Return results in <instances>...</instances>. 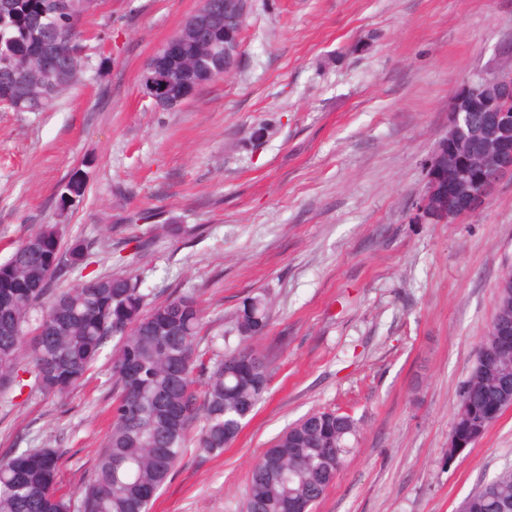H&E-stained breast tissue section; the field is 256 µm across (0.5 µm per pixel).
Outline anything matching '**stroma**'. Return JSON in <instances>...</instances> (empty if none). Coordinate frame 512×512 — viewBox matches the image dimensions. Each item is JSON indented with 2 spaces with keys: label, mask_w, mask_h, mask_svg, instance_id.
I'll return each instance as SVG.
<instances>
[{
  "label": "stroma",
  "mask_w": 512,
  "mask_h": 512,
  "mask_svg": "<svg viewBox=\"0 0 512 512\" xmlns=\"http://www.w3.org/2000/svg\"><path fill=\"white\" fill-rule=\"evenodd\" d=\"M200 0H103L104 70L50 112L0 111V262L41 224L91 243L84 273L127 268L153 300L199 297L206 366L242 345L264 357V400L219 456L188 441L153 512H244L256 459L306 414L360 423L315 512H457L512 466V407L448 458L459 392L512 269V175L456 224L413 221L448 98L512 42V0H251L239 64L159 111L140 75ZM264 147L248 151L254 126ZM85 198L67 213L72 170ZM159 222L127 225L142 209ZM168 224L199 228L169 235ZM131 236L148 239L136 251ZM270 301L241 342L233 313ZM100 357L64 398H0V456L61 449L58 491L86 482L109 424ZM269 321V301L265 294L248 296L241 302L234 316L233 329L243 340L263 332Z\"/></svg>",
  "instance_id": "stroma-1"
}]
</instances>
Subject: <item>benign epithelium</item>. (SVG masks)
<instances>
[{"mask_svg":"<svg viewBox=\"0 0 512 512\" xmlns=\"http://www.w3.org/2000/svg\"><path fill=\"white\" fill-rule=\"evenodd\" d=\"M249 0L228 5L231 18L224 22V74L238 65L240 37ZM512 44L500 52V62L466 78L448 98V125L426 173L424 190L416 211L424 217L435 214L450 224L479 210L498 182L512 174ZM470 156L460 164V147ZM482 437L472 428L455 433L456 445L464 449Z\"/></svg>","mask_w":512,"mask_h":512,"instance_id":"obj_1","label":"benign epithelium"}]
</instances>
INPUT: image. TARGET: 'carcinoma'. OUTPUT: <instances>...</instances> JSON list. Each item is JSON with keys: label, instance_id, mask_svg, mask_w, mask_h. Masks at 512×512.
I'll return each instance as SVG.
<instances>
[{"label": "carcinoma", "instance_id": "1", "mask_svg": "<svg viewBox=\"0 0 512 512\" xmlns=\"http://www.w3.org/2000/svg\"><path fill=\"white\" fill-rule=\"evenodd\" d=\"M97 0H0V108L48 112L90 71L87 27ZM210 27L184 25L175 49L160 50L144 66L141 85L154 108L217 78L212 63L224 57V0H209ZM69 207L86 191V174L72 171ZM91 244L63 243L59 224L39 226L0 263V393L28 386L63 395L81 384L106 344L110 354L112 424L94 469L79 490L80 512H150L153 498L179 464L192 422L202 426L198 447L220 454L238 435L268 385L264 359L243 347L217 363L203 395L194 389L200 358L198 297L181 292L151 304L142 282L127 273L82 277L66 288L57 282L88 265ZM269 321L265 294L248 296L234 316L233 331L246 340ZM512 324L503 298L465 382L453 425L485 433L497 421L485 402L499 396V376L512 373V353L498 351L496 331ZM256 364L251 376L240 359ZM360 433L359 422L339 411H316L283 432L253 465L246 485V512H291L288 499L312 512L343 473L345 457ZM58 448H26L0 457V512H72L58 495ZM463 512H512V469L468 495Z\"/></svg>", "mask_w": 512, "mask_h": 512}]
</instances>
